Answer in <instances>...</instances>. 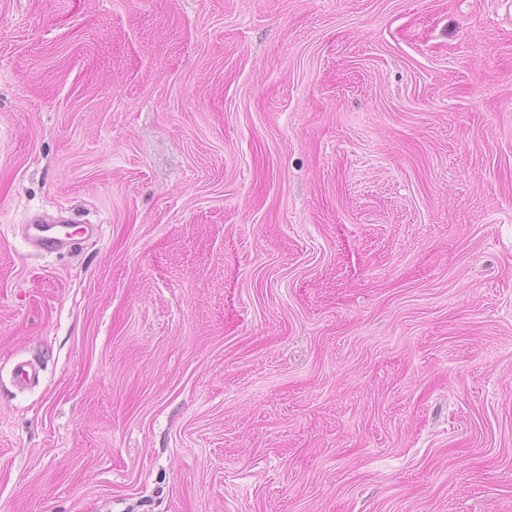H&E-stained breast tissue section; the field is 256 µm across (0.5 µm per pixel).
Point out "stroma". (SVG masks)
Returning a JSON list of instances; mask_svg holds the SVG:
<instances>
[{
    "label": "stroma",
    "mask_w": 512,
    "mask_h": 512,
    "mask_svg": "<svg viewBox=\"0 0 512 512\" xmlns=\"http://www.w3.org/2000/svg\"><path fill=\"white\" fill-rule=\"evenodd\" d=\"M0 512H512V0H0ZM56 228H59L55 230ZM69 226L66 224H54L46 221L37 222L30 226V235H28L31 243L41 251L53 252L58 250L64 244L74 240L75 234L65 230ZM35 233H32L31 230Z\"/></svg>",
    "instance_id": "1"
}]
</instances>
